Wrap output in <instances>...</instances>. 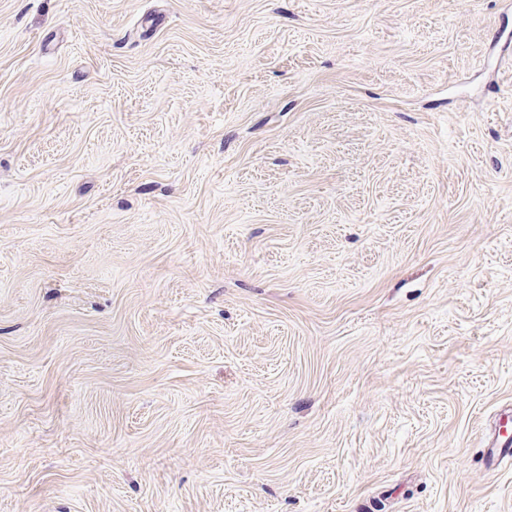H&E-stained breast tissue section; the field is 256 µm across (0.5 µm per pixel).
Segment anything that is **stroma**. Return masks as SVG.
Masks as SVG:
<instances>
[{"label": "stroma", "instance_id": "stroma-1", "mask_svg": "<svg viewBox=\"0 0 512 512\" xmlns=\"http://www.w3.org/2000/svg\"><path fill=\"white\" fill-rule=\"evenodd\" d=\"M512 0H0V512H512ZM512 408L508 407L506 410L503 411L499 418L498 425L496 426L495 430L491 434V439L489 441V445L487 448L488 455H489V468L492 471H496L497 467L500 465L501 462H503L505 459H510L512 457V443H507L509 433H508V424L511 421L512 417ZM503 417H506V423L504 425L501 424V420ZM505 428L506 434L502 437L500 434L501 428ZM503 438H506V440L501 443V440Z\"/></svg>", "mask_w": 512, "mask_h": 512}]
</instances>
